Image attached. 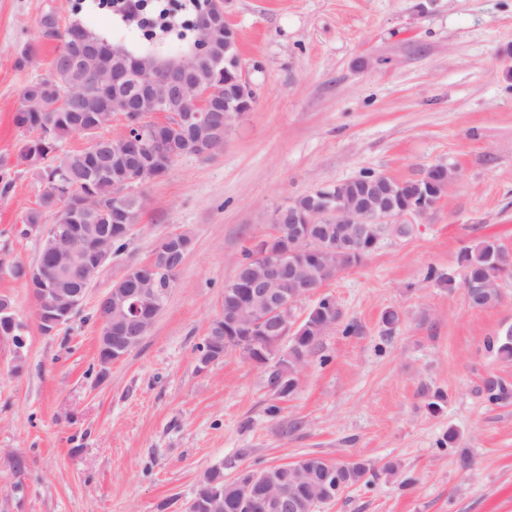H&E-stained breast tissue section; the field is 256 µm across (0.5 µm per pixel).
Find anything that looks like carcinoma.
<instances>
[{
  "label": "carcinoma",
  "mask_w": 512,
  "mask_h": 512,
  "mask_svg": "<svg viewBox=\"0 0 512 512\" xmlns=\"http://www.w3.org/2000/svg\"><path fill=\"white\" fill-rule=\"evenodd\" d=\"M41 25L43 37L58 39L61 46L52 61L50 74L22 88L21 99L38 96L40 100L32 108L21 106L15 113L14 122L18 128L30 133L23 143L22 156L35 165L38 179L56 178L69 191L70 197L41 193L36 207L25 215L20 234L39 231L48 213L53 215L56 224L71 223V197L86 194L93 204L103 209V213L88 218L85 223L112 226V254L119 256L127 246L128 225L137 223L142 200L118 188L116 178L94 172L92 148L58 153L61 141L74 133L73 116H97L101 110L99 100L91 93L87 71L81 67L66 66L61 59L72 49L77 32L84 33L86 39L102 49L115 64H128L132 57H156L158 53L151 47L140 51L116 47L79 22H72L62 29L58 23L49 24L44 18ZM201 77L211 89L210 97H224V76L204 67ZM98 147L100 161L110 167L123 158L126 141L120 135L110 139L101 137ZM160 147L174 161L195 154V148L185 139L169 133L161 140ZM357 264L356 254L337 247L309 272L308 282L316 290ZM459 266L462 269L459 278L439 274L432 269L428 272L427 280L450 290L465 283L480 282L483 287L476 292L466 289L467 296L471 307L487 308L499 300L497 282L512 274V250L494 239H485L460 252ZM303 325L302 334L289 337L286 348L275 347L265 351L268 360L274 361L267 374V384L281 398L290 396L296 390L299 375L332 321L321 316L313 319L308 317ZM487 347L500 361L512 363V330L490 339ZM483 394L489 404H499L512 397V389L500 380L489 379L484 384ZM273 472L278 477V483L288 486L302 503V512H315L318 505L337 499L349 486L369 483L377 477L376 472L363 462L337 464L318 456L305 457L297 464L277 466ZM226 487L228 493L224 498V512H246L240 502L236 482L228 483Z\"/></svg>",
  "instance_id": "cac0c4a2"
}]
</instances>
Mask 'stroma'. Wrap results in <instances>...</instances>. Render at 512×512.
I'll list each match as a JSON object with an SVG mask.
<instances>
[{
	"label": "stroma",
	"instance_id": "1",
	"mask_svg": "<svg viewBox=\"0 0 512 512\" xmlns=\"http://www.w3.org/2000/svg\"><path fill=\"white\" fill-rule=\"evenodd\" d=\"M51 12L132 51L149 43L146 25L100 0H0V262H34L40 248L19 233L42 186L14 115L21 88L50 72L57 43L40 21ZM224 13L258 95L229 122L223 152L181 157L135 188L144 206L125 252L56 333L41 332L27 287L0 274L26 338L0 342V512H183L208 470L229 483L243 467L311 455L379 473L316 512H512V399L482 394L490 378L512 385V364L487 348L512 327V277L486 309L425 279L431 267L459 274L477 241L512 249V0H224ZM28 44L39 55L18 65ZM437 163L460 177L435 210L407 233L388 228L324 286L341 318L294 394L277 398L266 369L235 351L199 369L224 283L272 234L276 207L366 171L412 178ZM182 231L192 248L166 307L100 368V297ZM451 429L457 442L439 449Z\"/></svg>",
	"mask_w": 512,
	"mask_h": 512
}]
</instances>
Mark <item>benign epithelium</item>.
<instances>
[{
    "instance_id": "1",
    "label": "benign epithelium",
    "mask_w": 512,
    "mask_h": 512,
    "mask_svg": "<svg viewBox=\"0 0 512 512\" xmlns=\"http://www.w3.org/2000/svg\"><path fill=\"white\" fill-rule=\"evenodd\" d=\"M201 19L196 21L197 44L193 53L173 66L177 76H172L158 63L142 57L130 63V69L112 71L97 54L75 44V53L64 58L69 64L77 61L89 66L90 80L94 90L102 97L105 110L112 111V100L124 102L126 124L123 132L144 130V121L150 114L163 112L172 100L190 102L195 111L185 115L182 128L197 129L209 126L208 113L224 112V121L244 108L242 99H254L257 88L250 79L243 63L224 61V84L232 86L231 97L224 102L210 103L201 87L193 80L202 60L212 57L214 28L222 25L224 31L233 34L236 29L224 21V0H206L199 6ZM137 150L150 156V165L141 163L134 156L130 165L146 174L148 180L161 178L168 171L169 160L165 153L155 149L142 138ZM459 178L456 167L436 164L426 168L413 179H398L382 174L364 182L354 199L332 196L321 189L323 203L298 213L290 207L274 211V224H304L306 228L296 230V236L285 238L281 244L282 254L297 249L303 250L312 262L320 261L329 249V240L345 245L351 252L362 257L376 248L380 236L367 235L363 224H407L415 217H424L435 209L440 193ZM412 192L420 197V203L405 205L404 194ZM41 239L47 242L48 257L52 267H46L41 259L25 265L27 284L35 314L43 328L56 332L70 321V316L79 310L91 286L90 280L78 282L74 279L77 271H99L112 260V235L109 230L99 227L95 235L87 234L85 224H45L40 229ZM150 263L130 268L127 274L135 277L136 288L132 295L134 318L116 326L112 325V289L98 301L102 325L98 334V361L102 368L125 358L147 335L169 299V289L160 288L155 278L145 273ZM304 264H288L280 255L268 251L266 241L256 247L252 265L239 276L238 287L247 289L243 298L232 292L226 298L227 324L245 336L255 330L267 329L268 336L283 340L294 335L303 320L297 318L296 308L301 301L299 295L279 292L271 285L282 278L300 279ZM10 322V328H0V341L14 344L22 340L18 333L24 325L13 305L0 302V319ZM257 507L264 512H291L296 508L293 499L282 487L270 490ZM224 490L213 484L207 493L197 500L195 512H223Z\"/></svg>"
}]
</instances>
